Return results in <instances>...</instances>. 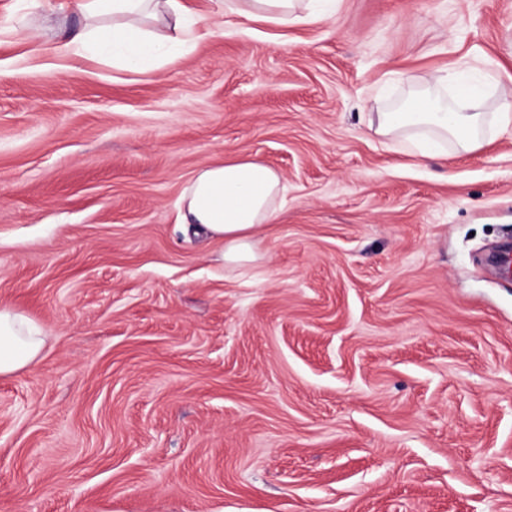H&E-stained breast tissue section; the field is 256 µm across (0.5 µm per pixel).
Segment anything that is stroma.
<instances>
[{
	"label": "stroma",
	"instance_id": "obj_1",
	"mask_svg": "<svg viewBox=\"0 0 512 512\" xmlns=\"http://www.w3.org/2000/svg\"><path fill=\"white\" fill-rule=\"evenodd\" d=\"M191 6L131 73L48 53L72 0H0V307L46 333L0 376V512H512V121L376 132L431 75L512 85V0ZM234 157L286 185L251 268L179 222ZM317 2L316 8L301 15L305 0H225L224 12L247 19H264L276 24H295L322 20L327 12L336 9L337 0H308Z\"/></svg>",
	"mask_w": 512,
	"mask_h": 512
}]
</instances>
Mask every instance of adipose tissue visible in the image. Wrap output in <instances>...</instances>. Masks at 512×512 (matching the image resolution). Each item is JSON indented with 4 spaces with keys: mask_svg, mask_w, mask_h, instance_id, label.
Masks as SVG:
<instances>
[{
    "mask_svg": "<svg viewBox=\"0 0 512 512\" xmlns=\"http://www.w3.org/2000/svg\"><path fill=\"white\" fill-rule=\"evenodd\" d=\"M303 0H224L225 13L276 24L324 19L335 10L336 0H317L316 8L303 13ZM84 25L57 40L49 51L56 56L88 52L111 60L123 70L147 71L176 59L193 41L195 15L186 0H75ZM111 25H101V17ZM457 98L447 103L437 88L410 97L381 115L378 132L390 134L416 129L421 140L414 148L424 157H435L442 143L453 142L469 152L484 141L486 115L472 111L483 99V81L472 76L456 79ZM284 190L282 176L253 158L228 159L199 170L181 198L180 221L202 226L223 240V264L246 267L258 260L256 238L271 223ZM46 342L43 328L25 314L0 307V375L21 371L36 361Z\"/></svg>",
    "mask_w": 512,
    "mask_h": 512,
    "instance_id": "adipose-tissue-1",
    "label": "adipose tissue"
}]
</instances>
